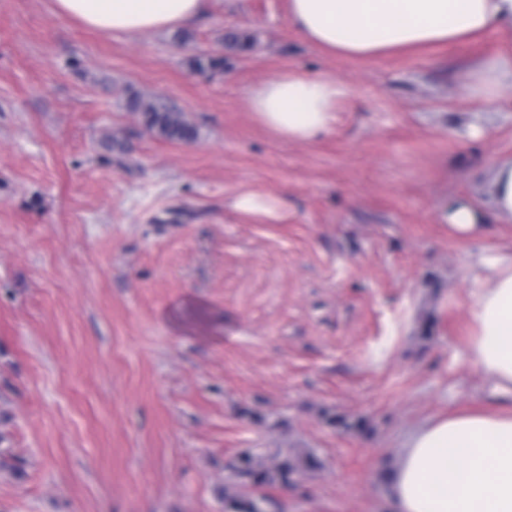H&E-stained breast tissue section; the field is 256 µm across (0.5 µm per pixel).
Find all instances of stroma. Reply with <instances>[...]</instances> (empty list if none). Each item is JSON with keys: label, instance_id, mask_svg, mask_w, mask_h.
Listing matches in <instances>:
<instances>
[{"label": "stroma", "instance_id": "35a3bbf8", "mask_svg": "<svg viewBox=\"0 0 512 512\" xmlns=\"http://www.w3.org/2000/svg\"><path fill=\"white\" fill-rule=\"evenodd\" d=\"M189 32L0 0V512H231L242 456L279 451L319 465L264 487L266 512H392L411 431L504 403L467 346L492 275L475 262L512 253L487 193L512 90L489 110L463 81L512 34L348 58L304 41L288 0H209ZM237 32L251 51L224 49ZM219 51L223 70L189 68ZM285 71L348 86L327 134L290 141L251 112ZM133 92L196 140L147 131ZM246 193L282 219L236 211ZM453 199L481 238L444 223ZM127 108L139 116L147 130L167 141L188 142L197 137L194 125L174 107L133 92L127 98ZM443 219L462 240L478 238L484 232L480 214L469 203L456 201L444 208Z\"/></svg>", "mask_w": 512, "mask_h": 512}]
</instances>
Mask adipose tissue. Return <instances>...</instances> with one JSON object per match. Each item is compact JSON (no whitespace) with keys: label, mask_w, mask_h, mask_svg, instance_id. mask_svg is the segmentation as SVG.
<instances>
[{"label":"adipose tissue","mask_w":512,"mask_h":512,"mask_svg":"<svg viewBox=\"0 0 512 512\" xmlns=\"http://www.w3.org/2000/svg\"><path fill=\"white\" fill-rule=\"evenodd\" d=\"M206 8L207 0H54L59 17L127 36L189 27ZM288 19L329 53L363 58L512 31V0H288ZM510 89L512 56L484 57L467 70L472 101L488 106ZM347 94L336 77L286 71L256 87L250 105L280 136L311 141L331 130ZM490 265L491 281L470 311L468 359L512 397V255ZM390 486L396 512H512V412L454 413L418 426Z\"/></svg>","instance_id":"obj_1"}]
</instances>
